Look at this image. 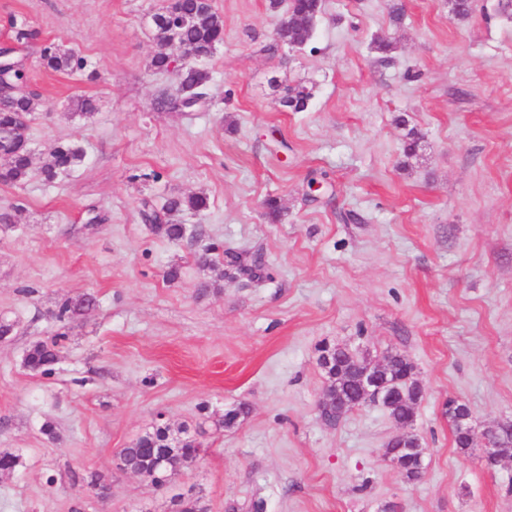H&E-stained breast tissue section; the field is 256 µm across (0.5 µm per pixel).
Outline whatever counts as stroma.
<instances>
[{
  "mask_svg": "<svg viewBox=\"0 0 512 512\" xmlns=\"http://www.w3.org/2000/svg\"><path fill=\"white\" fill-rule=\"evenodd\" d=\"M163 4L0 0V47H15L40 102L31 172L0 183V317L14 324L0 340V453L17 458L0 512H172L190 489L208 512L257 500L265 512H512V457L490 470L479 452L486 430L512 423V8L477 0L457 20L448 0H323L310 43L292 49L275 42L268 0H213L224 42L208 99L176 112L157 105L174 75L150 66ZM23 25L38 38L17 41ZM48 43L86 69L42 66ZM300 84L307 110H285V87ZM80 97L93 116L73 114ZM62 140L85 158L46 182ZM176 194L209 201L177 244L141 217L143 202ZM203 241L220 248L207 264ZM224 249L262 254L269 278L233 277ZM84 295L92 309L55 319ZM54 339L52 375L26 369L30 344ZM324 342L411 361L418 481L383 457L401 427L382 406L321 420ZM451 399L476 418L467 454ZM240 402L248 416L219 428ZM159 419L205 448L163 489L116 467ZM91 474L107 497L83 485ZM96 299L91 295H84L77 300H65L55 312V317L60 322L70 321L75 316L82 314L86 309L93 307ZM460 406H467L466 404L460 403L454 399L448 400L447 404V410L446 414H448V421H450L453 424L454 429V442L456 445V448L459 450V452L466 454L469 450L472 449V446L474 444V429L472 427V420H473V412L471 409H465L462 416L458 419L457 424L464 428L466 431L460 430L456 424H455V414L454 410H456Z\"/></svg>",
  "mask_w": 512,
  "mask_h": 512,
  "instance_id": "35a3bbf8",
  "label": "stroma"
}]
</instances>
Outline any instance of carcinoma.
Listing matches in <instances>:
<instances>
[{
  "instance_id": "cac0c4a2",
  "label": "carcinoma",
  "mask_w": 512,
  "mask_h": 512,
  "mask_svg": "<svg viewBox=\"0 0 512 512\" xmlns=\"http://www.w3.org/2000/svg\"><path fill=\"white\" fill-rule=\"evenodd\" d=\"M476 0H450V13L458 19L468 18L475 9ZM322 10V0H289L279 25V41L290 46L307 44L313 34V27ZM166 16L178 22L183 16L193 14L197 20L176 27L177 40L187 49L210 59L218 45L224 42V24L214 10L212 0H168ZM42 64L61 73H71L86 67V60L71 50L63 51L57 45L49 43L41 52ZM3 81L13 87V92L0 98V127H13L19 117L30 118L39 106V100L33 93L24 90L25 71L19 63L5 70ZM211 82V73L204 66L188 64L182 73V85L193 89L199 95ZM312 93L305 86L287 89L281 99V105L291 112H303L307 109ZM84 159L83 149L72 142H60L51 152V160L42 168L44 179L56 180L60 175L78 167ZM32 165V151L28 140L20 139L6 154H0V183H20L29 175ZM208 208L207 197L191 195L172 196L166 200L161 210L144 212V219L152 223L153 230L170 242L184 239L186 227L180 222L186 213L202 214ZM227 266L234 273L246 275L251 279H261L264 261L259 256L246 260L239 255H227ZM96 299L84 295L77 300H65L55 312L61 321H70L75 316L93 307ZM58 342L38 341L25 353V366L44 376L52 374L53 365L58 359ZM321 355L318 364L325 377L324 391L334 394L330 410L324 413L329 423L336 422V407L345 402H354L360 398L359 377L372 362L359 357L343 346L325 345L319 348ZM423 397V391L411 386L397 393L391 401L384 404L391 418L403 427L412 424L416 408ZM248 414V406L240 403L226 410L220 426L232 429L240 419ZM202 444L195 439H180L171 435L169 428L157 424L152 430L137 437L130 445L117 454V467L121 470L131 468L139 471L157 486H166L175 473L172 468H184L194 464L200 458ZM387 452L399 460L397 470L407 481L420 478L418 461L408 451L409 445L397 441L386 445ZM173 512H207L202 496L193 491L179 493L172 498Z\"/></svg>"
}]
</instances>
